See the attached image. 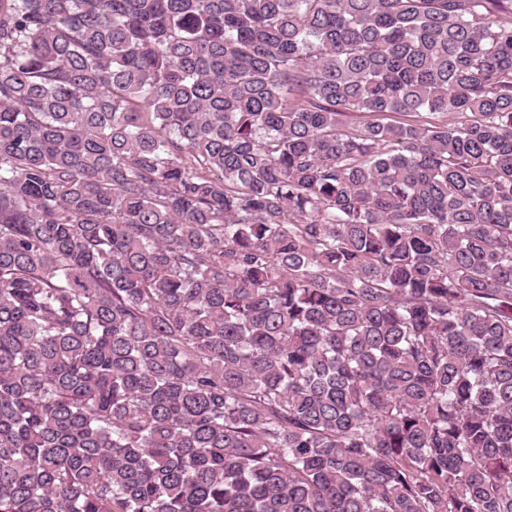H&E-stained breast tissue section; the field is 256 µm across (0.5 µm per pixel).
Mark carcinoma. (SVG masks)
<instances>
[{"label": "carcinoma", "mask_w": 512, "mask_h": 512, "mask_svg": "<svg viewBox=\"0 0 512 512\" xmlns=\"http://www.w3.org/2000/svg\"><path fill=\"white\" fill-rule=\"evenodd\" d=\"M0 512H512L508 0H0Z\"/></svg>", "instance_id": "carcinoma-1"}]
</instances>
